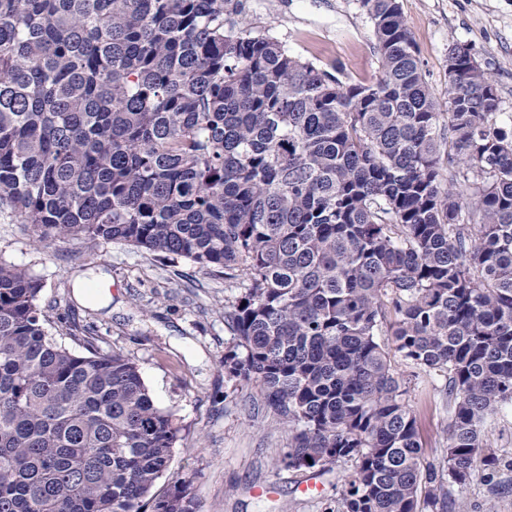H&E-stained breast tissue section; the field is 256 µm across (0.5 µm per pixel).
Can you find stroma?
<instances>
[{"label":"stroma","mask_w":512,"mask_h":512,"mask_svg":"<svg viewBox=\"0 0 512 512\" xmlns=\"http://www.w3.org/2000/svg\"><path fill=\"white\" fill-rule=\"evenodd\" d=\"M241 20L257 34L283 42L293 54L326 70L343 67L347 80L379 77L373 24L361 0H241ZM418 48L422 73L439 104L448 101V46H468L495 80L504 119H512V0H400ZM30 225L0 209V259L31 269L43 285L40 305L59 343L79 352L91 328L100 352L135 360L155 404L180 428L171 471L153 491L164 494L172 476L189 479L196 512H331L351 471L341 463L315 474L283 464L289 431L268 409L260 387L228 379L224 354L236 338L224 308L239 290L223 273L202 271L186 259L170 262L133 246L60 239L32 246ZM409 380L425 462L445 466L452 405L445 379L413 373ZM483 445L500 464L491 476L476 472L450 486L455 512H512V407L499 408L485 427ZM319 486L304 490L309 479Z\"/></svg>","instance_id":"1"}]
</instances>
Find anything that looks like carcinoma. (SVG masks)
I'll return each instance as SVG.
<instances>
[{"label": "carcinoma", "mask_w": 512, "mask_h": 512, "mask_svg": "<svg viewBox=\"0 0 512 512\" xmlns=\"http://www.w3.org/2000/svg\"><path fill=\"white\" fill-rule=\"evenodd\" d=\"M362 5L371 86L226 23L233 0H0V207L36 249L224 270V373L288 422L285 464L352 463L336 512H419L422 483L499 464L482 436L512 403V124L458 43L441 112L399 0ZM41 288L0 260V512H195L186 478L151 494L173 414L123 353L59 343ZM395 355L446 378L441 475Z\"/></svg>", "instance_id": "obj_1"}]
</instances>
